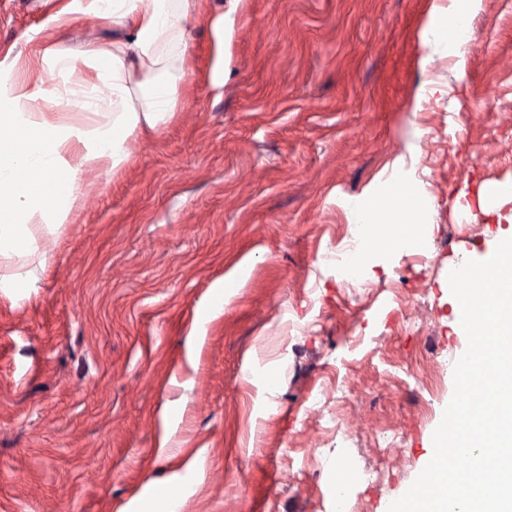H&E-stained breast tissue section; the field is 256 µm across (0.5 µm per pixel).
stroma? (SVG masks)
<instances>
[{
    "label": "stroma",
    "instance_id": "stroma-1",
    "mask_svg": "<svg viewBox=\"0 0 512 512\" xmlns=\"http://www.w3.org/2000/svg\"><path fill=\"white\" fill-rule=\"evenodd\" d=\"M71 0H0V62L36 80L46 38L71 56L112 39ZM449 0H240L214 91L207 20L190 30L168 126L93 174L40 255L0 258V512H388L423 470L453 391L448 272L497 231L479 188L512 186V0H479L472 45L448 54ZM427 197V256L381 252L351 285L320 256L353 205L384 223L390 189ZM480 225L467 234L465 225ZM415 321V328L404 325ZM440 366L437 389L400 382ZM338 404L350 445L322 435L315 395ZM316 460H308L309 449Z\"/></svg>",
    "mask_w": 512,
    "mask_h": 512
}]
</instances>
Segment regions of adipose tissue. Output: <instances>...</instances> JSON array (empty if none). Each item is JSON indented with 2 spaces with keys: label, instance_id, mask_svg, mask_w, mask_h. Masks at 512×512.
Here are the masks:
<instances>
[{
  "label": "adipose tissue",
  "instance_id": "obj_1",
  "mask_svg": "<svg viewBox=\"0 0 512 512\" xmlns=\"http://www.w3.org/2000/svg\"><path fill=\"white\" fill-rule=\"evenodd\" d=\"M88 11L111 20L112 41L89 46L79 59L46 44L40 68L61 85L32 83L14 65H0V258L37 252L75 209L87 172H119L134 139L168 124L186 76V35L203 17L216 49L212 85L223 84L226 18L210 0H72L55 21L63 27L71 14ZM86 61L94 75L83 69ZM422 207L412 187H394V224L373 235L370 251L414 242Z\"/></svg>",
  "mask_w": 512,
  "mask_h": 512
}]
</instances>
